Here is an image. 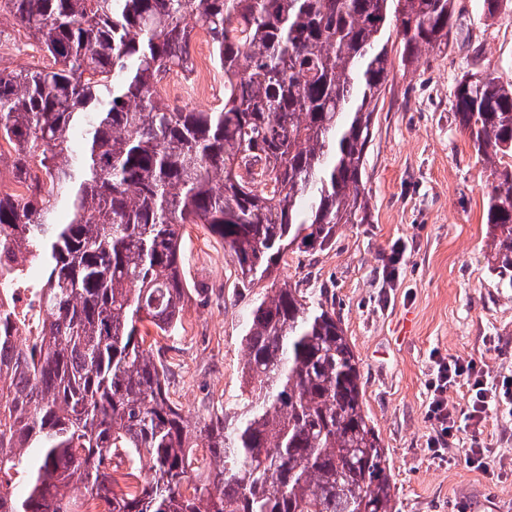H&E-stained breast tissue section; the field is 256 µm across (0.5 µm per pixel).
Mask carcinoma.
Instances as JSON below:
<instances>
[{
    "label": "carcinoma",
    "mask_w": 512,
    "mask_h": 512,
    "mask_svg": "<svg viewBox=\"0 0 512 512\" xmlns=\"http://www.w3.org/2000/svg\"><path fill=\"white\" fill-rule=\"evenodd\" d=\"M48 63L0 69V512H395L359 359L328 291L284 281L241 337L235 405L192 419L158 337L187 295L182 229L242 282L366 224L374 113L393 62L448 46L454 0H0ZM202 31L208 111L162 95ZM478 157L492 270L512 289V86L453 89ZM82 148L71 149L74 135Z\"/></svg>",
    "instance_id": "cac0c4a2"
}]
</instances>
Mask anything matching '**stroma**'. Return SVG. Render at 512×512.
<instances>
[{"label":"stroma","mask_w":512,"mask_h":512,"mask_svg":"<svg viewBox=\"0 0 512 512\" xmlns=\"http://www.w3.org/2000/svg\"><path fill=\"white\" fill-rule=\"evenodd\" d=\"M463 38L395 67L380 101L366 155L371 218L347 224L326 250L289 253L278 275L325 288L360 360L363 401L386 450L396 512H512V406L487 421L493 476L468 467L456 447L433 458L425 416L431 351L483 361L512 376V289L489 269L493 236L483 220L490 167L455 119L453 89L468 72L512 85V0L483 14L455 0ZM45 62L0 10V68ZM407 246L397 280L383 277L394 242ZM182 269L190 288L180 327L164 338L169 394L186 414L208 402L233 404L242 385L245 322L271 283L241 282L223 240L188 225Z\"/></svg>","instance_id":"1"}]
</instances>
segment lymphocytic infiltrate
<instances>
[{"label":"lymphocytic infiltrate","instance_id":"1","mask_svg":"<svg viewBox=\"0 0 512 512\" xmlns=\"http://www.w3.org/2000/svg\"><path fill=\"white\" fill-rule=\"evenodd\" d=\"M426 380L428 402L426 417L433 426L427 447L433 456H441L449 441L463 444L465 463L482 471H490L493 449L484 436V426L491 413L512 403V379L493 375L483 362L463 360L434 352ZM453 386L467 389L464 405L448 401Z\"/></svg>","mask_w":512,"mask_h":512}]
</instances>
